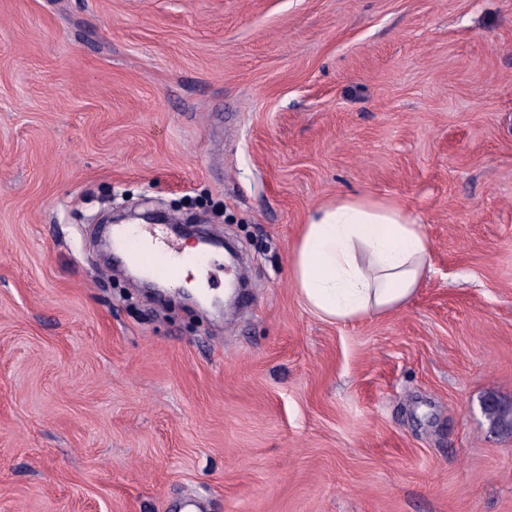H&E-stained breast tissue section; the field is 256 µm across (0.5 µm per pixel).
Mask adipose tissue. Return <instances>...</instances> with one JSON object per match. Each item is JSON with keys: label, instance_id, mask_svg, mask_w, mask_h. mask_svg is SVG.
I'll list each match as a JSON object with an SVG mask.
<instances>
[{"label": "adipose tissue", "instance_id": "ef3b65f1", "mask_svg": "<svg viewBox=\"0 0 512 512\" xmlns=\"http://www.w3.org/2000/svg\"><path fill=\"white\" fill-rule=\"evenodd\" d=\"M431 249L402 206L340 195L314 208L303 225L290 252L291 285L323 320L383 317L423 287Z\"/></svg>", "mask_w": 512, "mask_h": 512}]
</instances>
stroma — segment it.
I'll use <instances>...</instances> for the list:
<instances>
[{
	"mask_svg": "<svg viewBox=\"0 0 512 512\" xmlns=\"http://www.w3.org/2000/svg\"><path fill=\"white\" fill-rule=\"evenodd\" d=\"M402 205L416 298L331 323L317 205ZM226 238L223 313L104 256L112 212ZM512 0H0V512H512ZM488 405L484 411L494 426L512 429V403L503 402L495 397L487 398Z\"/></svg>",
	"mask_w": 512,
	"mask_h": 512,
	"instance_id": "35a3bbf8",
	"label": "stroma"
}]
</instances>
